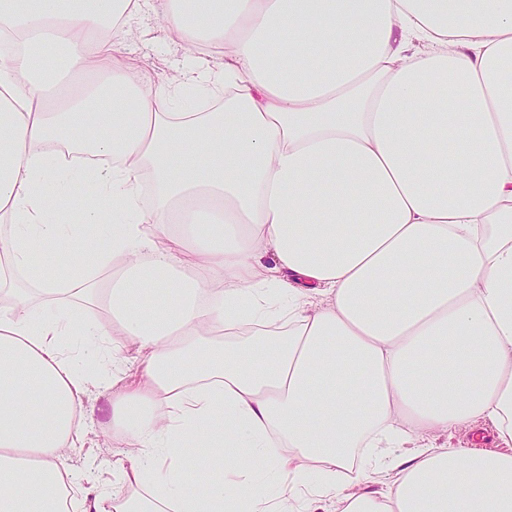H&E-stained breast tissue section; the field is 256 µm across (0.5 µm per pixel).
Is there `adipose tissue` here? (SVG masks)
Returning <instances> with one entry per match:
<instances>
[{
	"label": "adipose tissue",
	"mask_w": 512,
	"mask_h": 512,
	"mask_svg": "<svg viewBox=\"0 0 512 512\" xmlns=\"http://www.w3.org/2000/svg\"><path fill=\"white\" fill-rule=\"evenodd\" d=\"M7 38L0 512H512V0H0ZM94 383L131 451L78 494ZM124 48L139 66L153 73L160 81L170 77L184 63L187 54L184 44L151 17L133 25ZM482 429V430H480ZM474 432H448L446 434L428 435V438L436 441L438 444L447 443L452 448H479L488 451H501L502 448H496L493 439L492 430L489 426L482 427Z\"/></svg>",
	"instance_id": "ef3b65f1"
}]
</instances>
